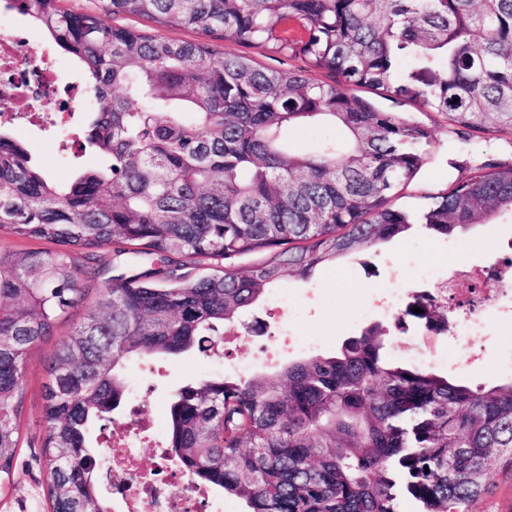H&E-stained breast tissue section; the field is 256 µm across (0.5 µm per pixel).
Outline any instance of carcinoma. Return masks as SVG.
<instances>
[{
  "mask_svg": "<svg viewBox=\"0 0 512 512\" xmlns=\"http://www.w3.org/2000/svg\"><path fill=\"white\" fill-rule=\"evenodd\" d=\"M61 2L6 6L78 64L96 99L78 151L99 162L58 180L0 122V236L47 245L0 248V487L13 480L30 352L80 301L98 250L143 254L161 267L112 276L59 344L41 393L51 512H112L92 433L131 400L126 362L216 355L266 288L414 224L452 238L512 216V163L471 169L417 213L390 206L427 164L431 132L350 93L416 102L460 137L512 136V0H96L85 12ZM118 15L199 38L106 22ZM288 19L304 23V40L280 38ZM219 34L307 67L219 52L207 41ZM310 124L339 136L291 148L283 131ZM252 256L244 275L231 266ZM407 316L424 334L448 329V308L414 295L394 326H366L331 354L182 386L168 403L171 456L244 512H399L401 491L423 512H470L486 480L512 470V379L474 388L391 357Z\"/></svg>",
  "mask_w": 512,
  "mask_h": 512,
  "instance_id": "1",
  "label": "carcinoma"
}]
</instances>
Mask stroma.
<instances>
[{"mask_svg": "<svg viewBox=\"0 0 512 512\" xmlns=\"http://www.w3.org/2000/svg\"><path fill=\"white\" fill-rule=\"evenodd\" d=\"M364 99L388 112H399L411 121L426 125L433 142L429 160L416 178L393 201L396 208L415 210L426 196L447 192L454 180L470 167L481 163L512 162V138L474 133L462 139L451 138L446 119L406 101L364 92ZM87 111L77 113L70 132L34 129L26 139L33 145L37 161L48 174L67 179L71 173L72 151L84 139ZM512 219L476 226L466 235L443 239L420 229H412L377 249L368 251L366 261L357 257L318 268L306 281L288 276L277 286L266 288L259 304L248 318L259 326L250 333L225 336L221 358L197 353L179 356L157 355L128 363L126 372L143 416L158 425L159 437L167 435V419L161 405L181 386L224 372L238 365L243 374L271 372L304 358L306 353L330 354L343 340L357 335L376 322L372 302L381 286L410 294L412 272L407 259L445 265L451 262L486 265L499 262L504 273H512ZM102 275L85 285L83 301L40 343L28 358L25 369L26 398L21 423L22 442L11 484L0 487V512H50L44 493L45 478L39 463L38 440L43 433L41 389L47 379L46 367L60 341L82 323L86 313L106 290L113 275L112 257L102 251ZM305 338L310 347L301 351L290 346L291 337ZM431 348L436 352L462 350L475 357L474 363L459 376L471 385H492L512 375V318H499L488 334L467 338L441 336ZM472 512H512V472L503 470L490 477Z\"/></svg>", "mask_w": 512, "mask_h": 512, "instance_id": "1", "label": "stroma"}]
</instances>
